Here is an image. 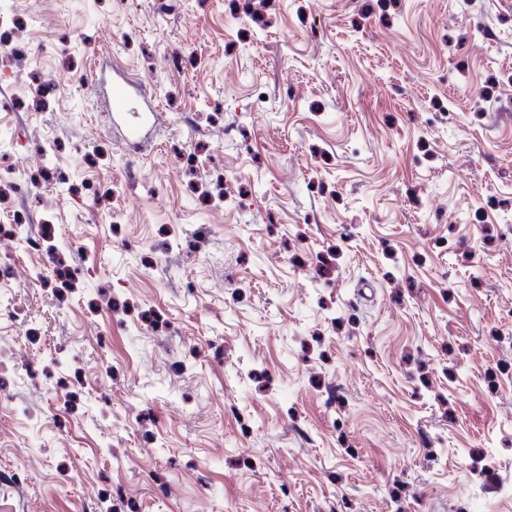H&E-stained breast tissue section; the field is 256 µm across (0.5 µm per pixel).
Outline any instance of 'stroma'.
<instances>
[{
    "mask_svg": "<svg viewBox=\"0 0 512 512\" xmlns=\"http://www.w3.org/2000/svg\"><path fill=\"white\" fill-rule=\"evenodd\" d=\"M0 15V512H512V0ZM98 81H105L108 86L106 95L112 125L122 131L129 147L139 153L148 140L149 131L162 119L155 96L149 94L144 82H135L121 73H116L109 81L104 78ZM141 101L146 104L145 108Z\"/></svg>",
    "mask_w": 512,
    "mask_h": 512,
    "instance_id": "obj_1",
    "label": "stroma"
}]
</instances>
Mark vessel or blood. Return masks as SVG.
Instances as JSON below:
<instances>
[{"instance_id": "1", "label": "vessel or blood", "mask_w": 512, "mask_h": 512, "mask_svg": "<svg viewBox=\"0 0 512 512\" xmlns=\"http://www.w3.org/2000/svg\"><path fill=\"white\" fill-rule=\"evenodd\" d=\"M108 108L112 124L119 128L133 151H140L161 119L160 108L150 100L145 83L136 82L124 74H116L107 83Z\"/></svg>"}]
</instances>
